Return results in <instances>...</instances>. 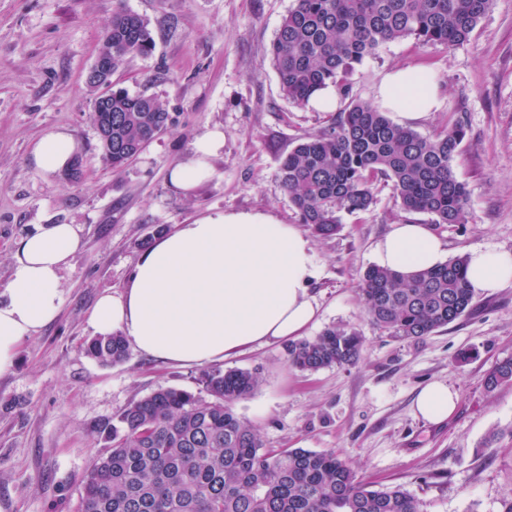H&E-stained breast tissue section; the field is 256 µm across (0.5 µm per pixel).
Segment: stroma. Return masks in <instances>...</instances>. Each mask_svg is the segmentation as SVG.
<instances>
[{
	"label": "stroma",
	"mask_w": 512,
	"mask_h": 512,
	"mask_svg": "<svg viewBox=\"0 0 512 512\" xmlns=\"http://www.w3.org/2000/svg\"><path fill=\"white\" fill-rule=\"evenodd\" d=\"M294 0H0V300L14 274L17 242L47 224H75L82 246L62 278L57 317L19 348L0 375V502L10 512H74L94 456L96 424L161 387L198 391L203 367H177L129 348L102 366L84 352L94 338L90 311L104 291L120 294L146 244L179 224L215 212H262L297 223L278 179L294 139L319 132L332 113L292 104L269 54ZM148 20L150 56L130 58L114 80L159 98L166 132L124 169L102 158L84 75L117 10ZM425 68L439 83L438 107L413 129L424 137L463 121L457 174L469 192L464 223L407 215L390 182L376 204L347 215L324 239L309 234L319 313L307 330L336 325L359 332L356 364L314 373L288 363L287 343L221 362L257 372L259 388L237 414L266 447L334 449L360 479L400 485L422 512H499L512 494V385L486 391L483 379L512 357V283L474 297L461 320L421 340L399 339L366 314L360 283L391 225L431 224L447 257L471 248L512 252V0H494L471 40L454 49L390 42L360 67L354 91L375 100L383 75ZM224 146L213 176L182 195L169 172L206 130ZM52 131L75 140L82 175L47 176L35 166L36 140ZM443 382L459 394L455 414L430 425L413 414L417 393Z\"/></svg>",
	"instance_id": "stroma-1"
}]
</instances>
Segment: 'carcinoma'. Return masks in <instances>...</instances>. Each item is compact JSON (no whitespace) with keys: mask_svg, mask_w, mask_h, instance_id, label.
Segmentation results:
<instances>
[{"mask_svg":"<svg viewBox=\"0 0 512 512\" xmlns=\"http://www.w3.org/2000/svg\"><path fill=\"white\" fill-rule=\"evenodd\" d=\"M494 0H295L270 44L273 68L289 101L308 105L322 88H336L345 108L317 134L298 139L281 157L278 174L299 223L323 238L335 235L342 215L376 202L377 182H392L407 213L436 224H462L468 205L456 162L466 129L458 121L432 137L391 121L354 93L358 66L383 45L414 38L452 49L469 41ZM148 22L121 9L102 37L96 58L110 73L154 50ZM94 93L92 119L103 159L119 169L167 129L163 102L131 94L106 75L86 73ZM459 255L410 276L373 265L361 281L371 321L389 335L429 336L466 316L474 292ZM361 337L330 326L288 347L289 363L307 372L353 365ZM86 355L102 366L122 362L128 341L97 336ZM202 389L159 388L132 401L95 431L107 452L96 456L76 512H421L401 487L375 489L334 450L266 448L256 428L234 410L260 386L257 373L214 369ZM512 384V358L497 362L484 386Z\"/></svg>","mask_w":512,"mask_h":512,"instance_id":"cac0c4a2","label":"carcinoma"}]
</instances>
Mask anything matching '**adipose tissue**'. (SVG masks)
<instances>
[{
  "instance_id": "ef3b65f1",
  "label": "adipose tissue",
  "mask_w": 512,
  "mask_h": 512,
  "mask_svg": "<svg viewBox=\"0 0 512 512\" xmlns=\"http://www.w3.org/2000/svg\"><path fill=\"white\" fill-rule=\"evenodd\" d=\"M376 97L383 108L415 121L436 108L438 83L424 68L400 67L383 76ZM223 144L221 131L204 132L190 158L171 170V185L187 193L211 177L208 159ZM75 150L72 136L56 131L35 143L32 158L53 175L69 166ZM80 245L74 224H51L19 242L14 278L0 303V374L14 368L21 342L56 318L61 273ZM444 256L439 238L413 223L392 225L374 252L380 267L403 273L435 267ZM312 275L310 243L295 225L267 213L209 214L146 251L122 294L98 298L90 323L101 336L123 330L141 353L169 364L218 363L303 336L318 312L307 288ZM467 277L479 294L512 282V252L468 251ZM458 403L448 384L433 382L418 392L413 410L440 424Z\"/></svg>"
}]
</instances>
